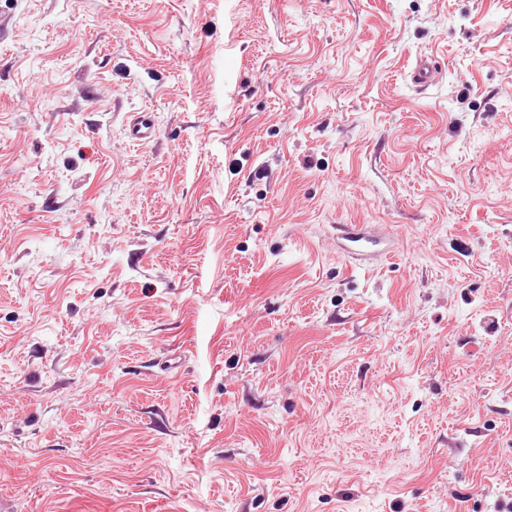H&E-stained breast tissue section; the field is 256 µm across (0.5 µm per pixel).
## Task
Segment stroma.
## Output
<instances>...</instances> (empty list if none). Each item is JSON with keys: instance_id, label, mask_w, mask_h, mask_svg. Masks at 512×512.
<instances>
[{"instance_id": "obj_1", "label": "stroma", "mask_w": 512, "mask_h": 512, "mask_svg": "<svg viewBox=\"0 0 512 512\" xmlns=\"http://www.w3.org/2000/svg\"><path fill=\"white\" fill-rule=\"evenodd\" d=\"M0 512H512V0H0ZM441 70L431 57H419L409 72L412 84L420 89L427 88L439 80ZM128 135L132 141H150L155 135V123L151 113L138 112L130 124Z\"/></svg>"}]
</instances>
